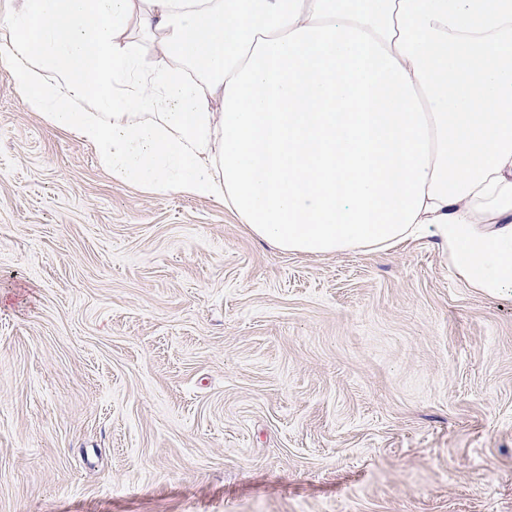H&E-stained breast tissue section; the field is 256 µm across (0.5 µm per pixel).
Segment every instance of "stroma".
I'll return each instance as SVG.
<instances>
[{"instance_id":"35a3bbf8","label":"stroma","mask_w":512,"mask_h":512,"mask_svg":"<svg viewBox=\"0 0 512 512\" xmlns=\"http://www.w3.org/2000/svg\"><path fill=\"white\" fill-rule=\"evenodd\" d=\"M0 512H512V291L118 182L0 65Z\"/></svg>"}]
</instances>
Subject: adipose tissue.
Wrapping results in <instances>:
<instances>
[{
  "mask_svg": "<svg viewBox=\"0 0 512 512\" xmlns=\"http://www.w3.org/2000/svg\"><path fill=\"white\" fill-rule=\"evenodd\" d=\"M14 31L24 106L117 181L224 202L285 252L430 237L512 291V0H23ZM125 39L136 46V51L141 62L138 77L143 78L148 76L150 74V68L155 61V44L142 37L137 28H131L125 34Z\"/></svg>",
  "mask_w": 512,
  "mask_h": 512,
  "instance_id": "ef3b65f1",
  "label": "adipose tissue"
}]
</instances>
